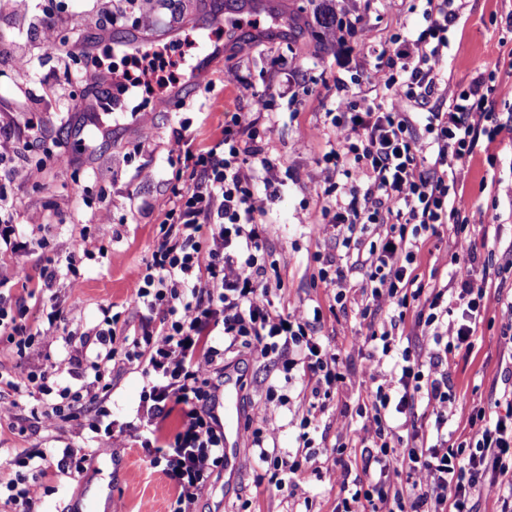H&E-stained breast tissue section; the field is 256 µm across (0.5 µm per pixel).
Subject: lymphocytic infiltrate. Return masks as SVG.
<instances>
[{
	"label": "lymphocytic infiltrate",
	"instance_id": "1",
	"mask_svg": "<svg viewBox=\"0 0 512 512\" xmlns=\"http://www.w3.org/2000/svg\"><path fill=\"white\" fill-rule=\"evenodd\" d=\"M464 6L465 0H424V28L380 48L362 18L348 21L358 42L375 50L386 99L356 110L344 81L336 83L329 115L336 141L322 160L326 172L354 171L358 178L343 186L327 182L322 191L331 200L327 214L343 253L319 258L317 278L342 307L353 275L361 277L367 332L353 342L366 349L365 371L376 387L355 411L339 410L336 422L341 432L355 434L363 478L353 477L343 461L345 444L322 456L314 449L311 431L345 380L339 352L313 334L323 312L276 306L277 291L267 282L266 211L258 197H277L282 182L259 139L256 113L267 105L262 97L256 112L232 113L223 138L210 148H195L183 136L171 143L168 159L178 168V182L162 203L163 234L134 281L140 331L117 332L113 318L104 317L95 343L69 353L81 384L56 391L59 402L39 415L46 427L79 422L83 405L109 392L114 362L137 366L150 379V404L134 441L169 480L172 512H196L224 468L212 377L223 372L225 355L245 350L281 359L285 374L305 390L295 450L273 446L274 433L265 425L249 419L243 426L241 445L263 468L269 495H294L307 464L320 461L339 487L336 512H477L484 495L495 498L499 512H512V387L501 389L492 406L473 402L468 433L448 440L456 403L449 372L471 352L476 326L493 306L502 303L512 312V301L502 302L487 281L473 277L475 266L491 264L497 238L490 225L470 219L458 191V176L480 138L499 133L488 124V67L477 66L469 88L440 83L448 33ZM67 56L79 67L77 87L95 92L101 112L111 111L113 93L151 88L159 71L176 67L156 51L137 55L133 71L104 66L97 54L75 45ZM434 96L447 107L425 115L431 140L424 143L399 104ZM445 225L455 236L453 269L446 285L431 286L415 266L422 247ZM385 310L389 321H379ZM406 323L422 331L427 349L399 346L397 331ZM389 356L393 374L382 383L379 369ZM421 414L431 418L430 429L417 426ZM38 458L35 479L21 475L7 485L18 512H34L41 480L54 467L80 474L91 463L90 455L77 452L57 459L43 451Z\"/></svg>",
	"mask_w": 512,
	"mask_h": 512
}]
</instances>
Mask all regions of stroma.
<instances>
[{
  "label": "stroma",
  "instance_id": "35a3bbf8",
  "mask_svg": "<svg viewBox=\"0 0 512 512\" xmlns=\"http://www.w3.org/2000/svg\"><path fill=\"white\" fill-rule=\"evenodd\" d=\"M287 10L309 20L303 36L289 34L287 28L265 20L258 29L246 25L228 36L210 40L217 33L219 20L231 13V0H157L154 9L161 17L156 26H127L125 34L140 35L162 45L166 32L176 26L191 32L196 45L185 50L180 73H188L199 54V45H210L224 58L223 65L194 75L183 94L187 103L180 110L160 108L157 101L136 94L132 105L145 109L138 117L127 112L96 116L94 126L81 127L79 110L63 115V100L70 88L59 76L55 49L43 47L37 35L24 27L14 0H0V44L14 43L31 56L27 68H18L12 56H0V126L7 127L27 110L49 140L73 147L85 138L89 149L77 156L74 165L62 168L42 150L33 149L17 160V171L6 190L17 209L16 223L25 250L0 258V293L9 296L19 323L34 330L36 337L25 356L7 337L0 335V371L16 366L29 370L55 369L60 385L79 387L65 360L68 351L81 341H94L103 309L118 318L117 330L131 334L141 326L138 308L128 288L150 259L164 213L161 202L170 192L173 170L167 162L169 146L176 134L192 138L195 146L216 141L224 115L254 109L260 95L277 87L268 96L267 109L273 128L264 145L280 162L285 184L279 197L270 203L265 231L268 260L275 267L269 280L283 285L280 305L318 306L323 318L314 333L335 344L342 352L345 382L340 389V405L355 407L365 400L371 386L362 373L364 360L352 345L355 333L363 332L358 310L363 296L360 288L348 293L345 308L330 309V292L314 280V255L339 253L333 232L309 235L307 225L324 223V199L312 192L313 183L322 181L323 154L334 141V131L325 117L334 107L337 80H345L351 92L375 98L381 89L374 78V59L356 38L322 37L313 22L309 0H280ZM65 6L76 30L94 37L96 21L107 7V0H28L29 10H52ZM336 11H349L373 29L376 43L388 42L399 33H415L425 22L422 0H332ZM512 13V0H468L457 26L449 34L451 49L442 64V74L453 84L468 87L475 72L473 63L485 61L494 74V122L502 130L494 143L479 141L470 167L462 170L458 189L471 204L475 221L500 227L502 245L512 244V29L505 17ZM234 70L239 80L225 84V70ZM44 170L40 182L26 177L30 167ZM104 202L112 222L108 229L97 224L92 205ZM86 237L94 248L84 257L75 273L59 275L53 288L43 289L44 268L50 258L68 252L73 239ZM448 230L431 238L421 252L417 272L424 280L445 284L447 267L443 257L451 249ZM23 269L25 281L15 271ZM78 277V290H71V277ZM63 311L66 322L50 327L52 308ZM508 316L490 312L475 332V350L460 361L451 379L460 394L457 415L448 422L449 439H456L457 426L463 425L473 400H490L497 385L512 375V343L502 335ZM230 370L240 377L243 412L255 420L269 419L277 427L276 445L288 451L296 448L295 422L302 411L298 382H286L270 361L251 353L229 356ZM288 395L289 406L266 402L269 385ZM148 379L140 370L116 364L112 388L95 405L86 406L82 427L59 423L44 428L31 414L43 402H57V395L14 397L0 392V400L18 401L17 417L0 422V485L18 474L11 461L20 454L51 448L56 454L73 450L98 452L93 470L83 474L57 471L48 482L39 512H138L140 502L150 499L155 512H169L171 491L165 477L152 470L143 449L129 447L127 439L110 440L112 429L139 426L140 406ZM251 449L240 451L239 466L232 480H221L199 501L197 512H334L339 489L325 471L307 468L293 498L269 497L258 485L257 468L251 466Z\"/></svg>",
  "mask_w": 512,
  "mask_h": 512
}]
</instances>
